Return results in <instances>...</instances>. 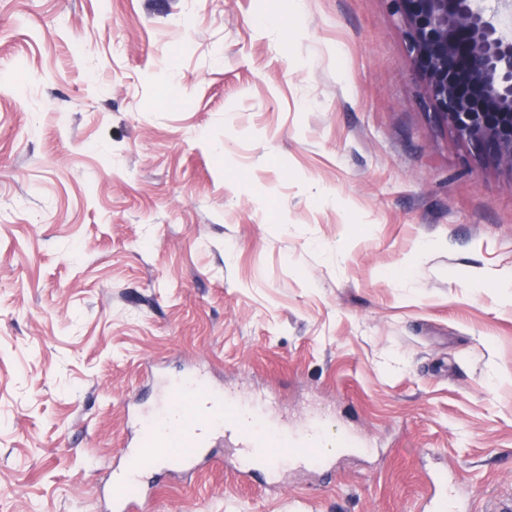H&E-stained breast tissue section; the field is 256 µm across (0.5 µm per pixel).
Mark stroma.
I'll list each match as a JSON object with an SVG mask.
<instances>
[{
    "instance_id": "stroma-1",
    "label": "stroma",
    "mask_w": 512,
    "mask_h": 512,
    "mask_svg": "<svg viewBox=\"0 0 512 512\" xmlns=\"http://www.w3.org/2000/svg\"><path fill=\"white\" fill-rule=\"evenodd\" d=\"M391 0H0V512H100L201 370L331 470L226 444L145 512L512 494V172L431 119Z\"/></svg>"
}]
</instances>
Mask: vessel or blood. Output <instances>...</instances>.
I'll list each match as a JSON object with an SVG mask.
<instances>
[{"mask_svg":"<svg viewBox=\"0 0 512 512\" xmlns=\"http://www.w3.org/2000/svg\"><path fill=\"white\" fill-rule=\"evenodd\" d=\"M161 407L166 428L138 433L124 454L123 475L112 487L113 512H140L141 487L136 480L140 471L159 465L187 469L196 449L208 446L217 436L233 443L234 467L242 474L261 466L275 476L294 463H321L324 455L320 424L292 437L268 426L255 427L245 405L214 391L200 377L188 384H167Z\"/></svg>","mask_w":512,"mask_h":512,"instance_id":"obj_1","label":"vessel or blood"}]
</instances>
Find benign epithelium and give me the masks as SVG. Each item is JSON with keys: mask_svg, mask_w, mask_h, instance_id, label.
Returning a JSON list of instances; mask_svg holds the SVG:
<instances>
[{"mask_svg": "<svg viewBox=\"0 0 512 512\" xmlns=\"http://www.w3.org/2000/svg\"><path fill=\"white\" fill-rule=\"evenodd\" d=\"M430 115L512 171V0L487 13L480 0H391Z\"/></svg>", "mask_w": 512, "mask_h": 512, "instance_id": "1", "label": "benign epithelium"}]
</instances>
